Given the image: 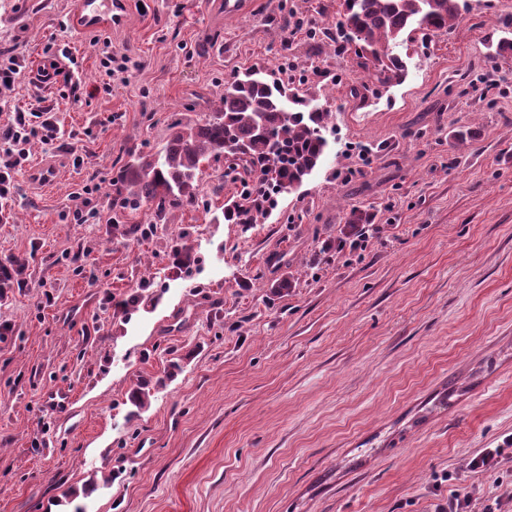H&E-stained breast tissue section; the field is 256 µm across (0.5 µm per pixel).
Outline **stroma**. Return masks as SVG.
I'll return each mask as SVG.
<instances>
[{
    "mask_svg": "<svg viewBox=\"0 0 512 512\" xmlns=\"http://www.w3.org/2000/svg\"><path fill=\"white\" fill-rule=\"evenodd\" d=\"M216 2L127 0L122 26L75 31L60 26L75 0H0V51L28 59L12 105L53 107L62 131L33 142L0 222V263L25 264L0 301V512H438L505 496L512 456L494 476L467 462L512 444V56L490 49L512 0H466L385 87L313 39L340 0H248L240 17ZM53 40L77 53L80 95L32 77ZM107 43L137 63L108 93ZM283 66L308 71L332 132L263 223L200 207L147 236L149 211L112 223L129 148L156 152L184 104L205 107L234 73ZM92 180L103 217L79 224L71 194ZM354 206L376 215L367 248L325 249ZM186 230L198 261L181 271L170 246ZM143 285L151 298L128 310ZM158 377L136 410L132 391ZM455 381L448 411L428 414ZM54 387L68 411L51 412Z\"/></svg>",
    "mask_w": 512,
    "mask_h": 512,
    "instance_id": "stroma-1",
    "label": "stroma"
}]
</instances>
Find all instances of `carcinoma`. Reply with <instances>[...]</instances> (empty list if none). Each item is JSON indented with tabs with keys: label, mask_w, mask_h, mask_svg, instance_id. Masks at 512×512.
Wrapping results in <instances>:
<instances>
[{
	"label": "carcinoma",
	"mask_w": 512,
	"mask_h": 512,
	"mask_svg": "<svg viewBox=\"0 0 512 512\" xmlns=\"http://www.w3.org/2000/svg\"><path fill=\"white\" fill-rule=\"evenodd\" d=\"M459 0H343L336 29L322 31V41L342 51L361 45L356 54L365 76L381 86L399 83L407 71L397 46L424 36L448 32L460 21ZM331 113L311 105L302 88L290 85L275 71L251 69L224 82L217 100L196 120L172 122L161 149L144 153L131 149L112 182L115 214H134L144 208L154 221L192 202H205L200 175L203 164L235 149L240 169L236 199L224 204L211 221L222 220L250 228L260 224L276 203L269 194L299 188L321 163L329 145ZM375 214L358 207L349 210L345 224L354 235ZM173 264L189 268L196 253L189 237L171 249ZM151 381L144 380L130 401L138 409L149 404Z\"/></svg>",
	"instance_id": "obj_1"
}]
</instances>
